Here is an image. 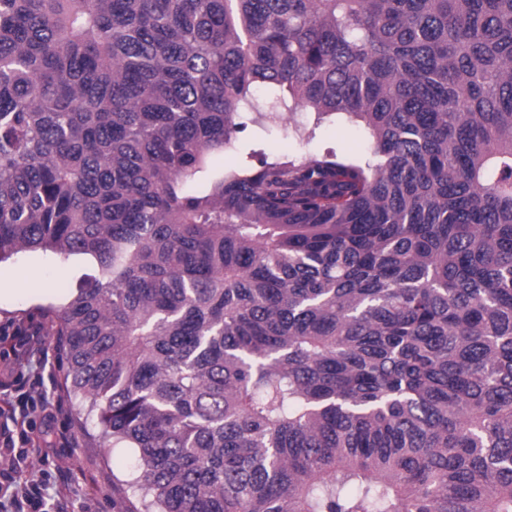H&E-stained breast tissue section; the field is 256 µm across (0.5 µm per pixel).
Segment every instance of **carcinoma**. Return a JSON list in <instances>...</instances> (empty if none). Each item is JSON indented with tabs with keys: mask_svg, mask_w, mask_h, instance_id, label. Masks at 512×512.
Listing matches in <instances>:
<instances>
[{
	"mask_svg": "<svg viewBox=\"0 0 512 512\" xmlns=\"http://www.w3.org/2000/svg\"><path fill=\"white\" fill-rule=\"evenodd\" d=\"M363 122L224 172L252 89ZM124 512H512V0H0V261Z\"/></svg>",
	"mask_w": 512,
	"mask_h": 512,
	"instance_id": "cac0c4a2",
	"label": "carcinoma"
}]
</instances>
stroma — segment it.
<instances>
[{"label":"stroma","mask_w":512,"mask_h":512,"mask_svg":"<svg viewBox=\"0 0 512 512\" xmlns=\"http://www.w3.org/2000/svg\"><path fill=\"white\" fill-rule=\"evenodd\" d=\"M369 140L362 122L330 116L315 122L312 114H263L242 135L239 153L220 155L214 162L224 170L238 168L248 154L292 156L329 151L349 158L368 153ZM95 261L88 255L67 258L50 252L20 253L0 262V352L17 354V380L0 387V410L28 414L33 427L27 431L29 454L25 468L42 473L49 482L42 512H117L112 488L125 480L133 457L128 449L115 448L100 437L94 416L83 400L64 385V348L48 330L46 307L66 305ZM39 385L53 406L48 424H39L29 411L26 397Z\"/></svg>","instance_id":"1"}]
</instances>
